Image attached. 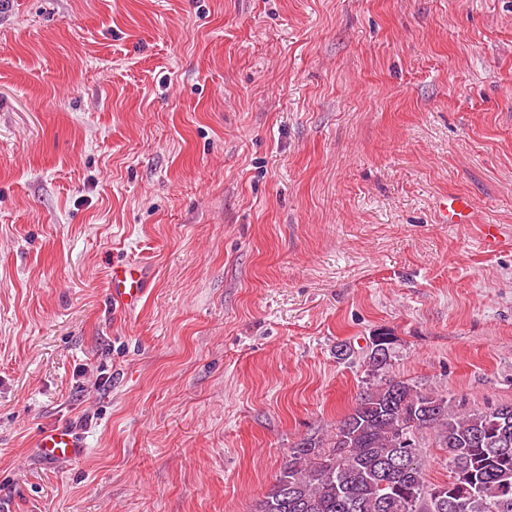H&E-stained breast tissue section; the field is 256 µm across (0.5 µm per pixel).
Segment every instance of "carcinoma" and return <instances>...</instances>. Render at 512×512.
Listing matches in <instances>:
<instances>
[{
  "label": "carcinoma",
  "instance_id": "obj_1",
  "mask_svg": "<svg viewBox=\"0 0 512 512\" xmlns=\"http://www.w3.org/2000/svg\"><path fill=\"white\" fill-rule=\"evenodd\" d=\"M393 344L386 328L370 336V387L327 438L289 448L253 512H512V403L458 410L389 375ZM425 433L448 459L442 484L425 480Z\"/></svg>",
  "mask_w": 512,
  "mask_h": 512
}]
</instances>
